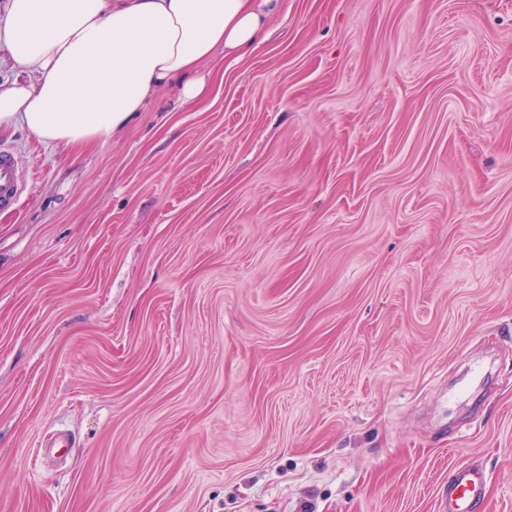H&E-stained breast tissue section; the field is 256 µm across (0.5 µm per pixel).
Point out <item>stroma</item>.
I'll list each match as a JSON object with an SVG mask.
<instances>
[{
  "instance_id": "obj_1",
  "label": "stroma",
  "mask_w": 512,
  "mask_h": 512,
  "mask_svg": "<svg viewBox=\"0 0 512 512\" xmlns=\"http://www.w3.org/2000/svg\"><path fill=\"white\" fill-rule=\"evenodd\" d=\"M200 72L0 128V512H512V0H285ZM22 187L11 150L0 147V210L9 209L15 204ZM485 484L486 478L481 473L467 466H459L448 486L444 509L448 512H474Z\"/></svg>"
}]
</instances>
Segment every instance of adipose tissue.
<instances>
[{
  "label": "adipose tissue",
  "instance_id": "1",
  "mask_svg": "<svg viewBox=\"0 0 512 512\" xmlns=\"http://www.w3.org/2000/svg\"><path fill=\"white\" fill-rule=\"evenodd\" d=\"M283 0H9L0 47L22 75L0 84V127L49 144L111 140L173 79L200 98L199 66L216 49L240 57Z\"/></svg>",
  "mask_w": 512,
  "mask_h": 512
}]
</instances>
